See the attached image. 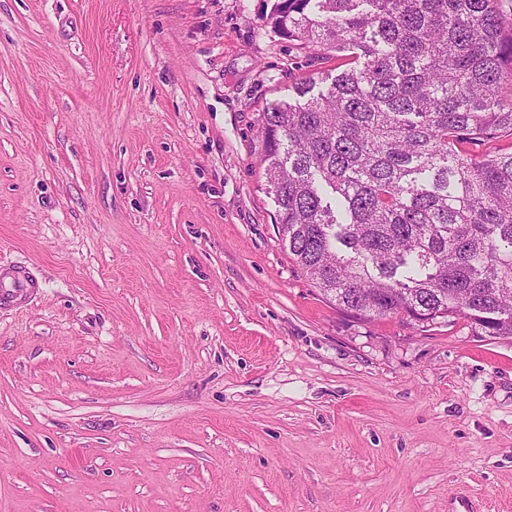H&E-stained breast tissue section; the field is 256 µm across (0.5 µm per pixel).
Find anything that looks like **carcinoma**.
I'll list each match as a JSON object with an SVG mask.
<instances>
[{"label": "carcinoma", "instance_id": "cac0c4a2", "mask_svg": "<svg viewBox=\"0 0 512 512\" xmlns=\"http://www.w3.org/2000/svg\"><path fill=\"white\" fill-rule=\"evenodd\" d=\"M266 2L274 33L343 66L259 117L288 254L361 318L457 317L512 338V8Z\"/></svg>", "mask_w": 512, "mask_h": 512}]
</instances>
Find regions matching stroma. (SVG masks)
Returning <instances> with one entry per match:
<instances>
[{"instance_id": "stroma-1", "label": "stroma", "mask_w": 512, "mask_h": 512, "mask_svg": "<svg viewBox=\"0 0 512 512\" xmlns=\"http://www.w3.org/2000/svg\"><path fill=\"white\" fill-rule=\"evenodd\" d=\"M264 0H0V512H512V339L365 320L278 234Z\"/></svg>"}]
</instances>
